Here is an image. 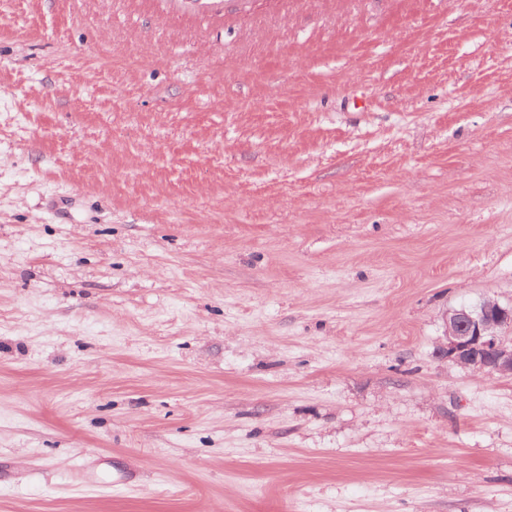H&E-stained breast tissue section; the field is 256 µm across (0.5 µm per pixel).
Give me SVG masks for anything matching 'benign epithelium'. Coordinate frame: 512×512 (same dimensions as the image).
Listing matches in <instances>:
<instances>
[{
    "label": "benign epithelium",
    "mask_w": 512,
    "mask_h": 512,
    "mask_svg": "<svg viewBox=\"0 0 512 512\" xmlns=\"http://www.w3.org/2000/svg\"><path fill=\"white\" fill-rule=\"evenodd\" d=\"M442 350L463 368L512 378V308L486 299L451 310Z\"/></svg>",
    "instance_id": "obj_1"
}]
</instances>
